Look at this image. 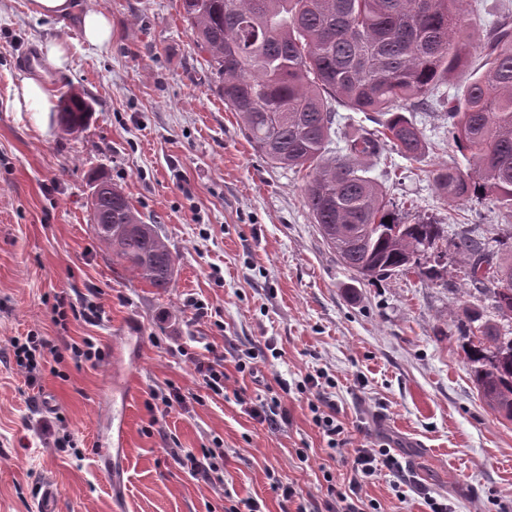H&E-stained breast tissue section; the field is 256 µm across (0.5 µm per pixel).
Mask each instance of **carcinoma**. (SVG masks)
<instances>
[{"mask_svg":"<svg viewBox=\"0 0 512 512\" xmlns=\"http://www.w3.org/2000/svg\"><path fill=\"white\" fill-rule=\"evenodd\" d=\"M464 0H180L196 49L224 105L235 112L254 151L273 167L307 172L303 201L326 244L362 280L395 272L435 275L419 262L444 239L442 225L410 223L390 209L359 160L390 144L413 161L426 153L408 112L432 108L448 121V137L469 154L465 171L433 172L451 201L493 197L512 218V18L474 43ZM481 66L461 95L437 94L448 76ZM378 114V128L346 138L347 154L327 158L336 104ZM60 119L83 128L92 105L66 95ZM93 224L99 240L136 280L171 286L175 258L157 226L143 221L117 186L92 177ZM390 222H384V219ZM451 244L467 257L470 293L490 296L512 319V258L495 263L486 244L463 231ZM473 377L485 402L512 421V335L475 310L458 324Z\"/></svg>","mask_w":512,"mask_h":512,"instance_id":"obj_1","label":"carcinoma"}]
</instances>
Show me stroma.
Here are the masks:
<instances>
[{"instance_id":"35a3bbf8","label":"stroma","mask_w":512,"mask_h":512,"mask_svg":"<svg viewBox=\"0 0 512 512\" xmlns=\"http://www.w3.org/2000/svg\"><path fill=\"white\" fill-rule=\"evenodd\" d=\"M75 3L111 16V48L90 51L76 20L36 16L32 0H0V512H37L49 485L59 512H229L243 497L282 512L269 472L316 504L328 485L347 489L342 456L384 444L414 487L398 494L393 474L379 472L362 491L375 512H430L426 491L449 512H512V422L479 395L457 332L465 309L498 315L490 298L465 288V257L450 247L425 253L434 279H355L303 204L305 174L269 166L225 108L179 0ZM50 38L69 48L65 70L46 77L50 90L93 106L74 132L57 114L2 104ZM411 118L425 156L415 162L385 148L363 161L371 177L410 216L496 247L512 219L491 197L446 200L432 172L468 169V154L442 118ZM95 173L156 225L176 258L167 290L132 279L97 238ZM91 304L100 317L86 315ZM31 332L64 351L89 338L103 356L66 355L32 389L11 354L12 337ZM208 346L224 355L220 394L195 374L194 358ZM248 349L250 374L237 369ZM317 373L344 427L337 453L298 388ZM116 378L128 395L113 391ZM172 390L185 406L158 401ZM258 397L280 398L288 423L273 430L252 419L244 404ZM114 415L126 421L117 483L103 476L92 446ZM30 419L45 424L42 435L26 429ZM205 448L222 450V479L192 476L175 459Z\"/></svg>"}]
</instances>
